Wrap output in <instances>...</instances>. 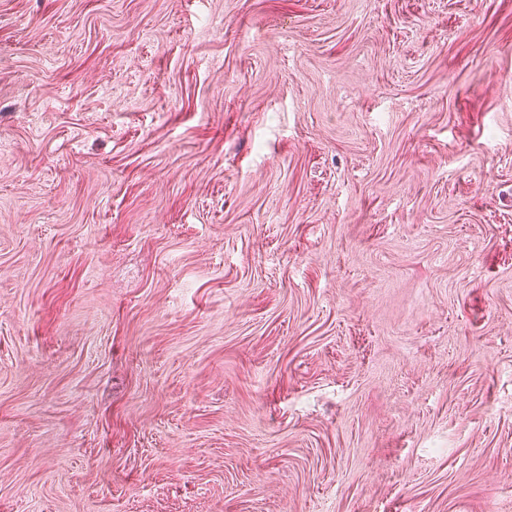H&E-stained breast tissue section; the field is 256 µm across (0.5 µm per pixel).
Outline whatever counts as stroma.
I'll use <instances>...</instances> for the list:
<instances>
[{
	"label": "stroma",
	"mask_w": 512,
	"mask_h": 512,
	"mask_svg": "<svg viewBox=\"0 0 512 512\" xmlns=\"http://www.w3.org/2000/svg\"><path fill=\"white\" fill-rule=\"evenodd\" d=\"M0 512H512V0H0Z\"/></svg>",
	"instance_id": "stroma-1"
}]
</instances>
